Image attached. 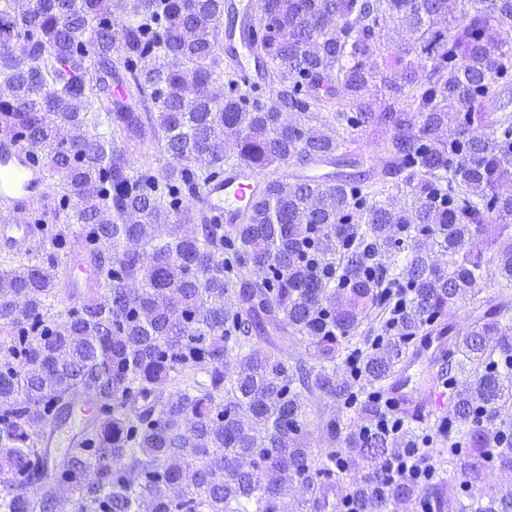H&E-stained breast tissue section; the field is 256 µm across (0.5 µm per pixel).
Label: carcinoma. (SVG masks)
Returning a JSON list of instances; mask_svg holds the SVG:
<instances>
[{
  "label": "carcinoma",
  "instance_id": "carcinoma-1",
  "mask_svg": "<svg viewBox=\"0 0 512 512\" xmlns=\"http://www.w3.org/2000/svg\"><path fill=\"white\" fill-rule=\"evenodd\" d=\"M257 12L269 104L231 74L210 91L222 0H0V129L58 180L31 217L44 253L0 258V512H336L338 493L352 512H512L511 483L451 493L512 474V308L487 291L512 288V0ZM369 129L373 155L349 157ZM145 139L177 164L131 166ZM345 163L362 171L267 177L237 224L204 201L230 164ZM76 267L95 296L52 312ZM440 326L461 357L438 372L456 381L438 437L377 427L365 386L397 384ZM421 442L432 479L375 466Z\"/></svg>",
  "mask_w": 512,
  "mask_h": 512
}]
</instances>
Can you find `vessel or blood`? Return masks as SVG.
Segmentation results:
<instances>
[{"instance_id":"obj_1","label":"vessel or blood","mask_w":512,"mask_h":512,"mask_svg":"<svg viewBox=\"0 0 512 512\" xmlns=\"http://www.w3.org/2000/svg\"><path fill=\"white\" fill-rule=\"evenodd\" d=\"M258 37L253 0H224V54L232 59L238 82L250 88L260 82L253 54ZM264 183L261 175L228 166L223 176L206 184L204 197L213 214L224 223L234 224ZM44 184V175L29 160L24 148L11 138H1L0 202H32ZM388 401L406 404L414 416L422 419L435 416L447 407L445 392L435 386L415 395L402 385L390 392Z\"/></svg>"}]
</instances>
